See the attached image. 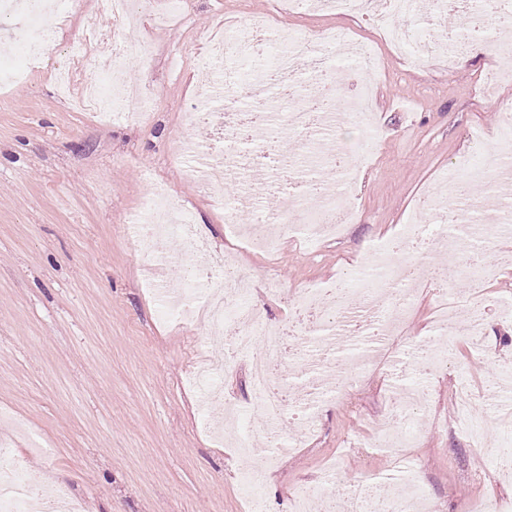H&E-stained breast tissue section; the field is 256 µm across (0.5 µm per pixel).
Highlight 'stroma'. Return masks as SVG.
Listing matches in <instances>:
<instances>
[{"instance_id": "1", "label": "stroma", "mask_w": 512, "mask_h": 512, "mask_svg": "<svg viewBox=\"0 0 512 512\" xmlns=\"http://www.w3.org/2000/svg\"><path fill=\"white\" fill-rule=\"evenodd\" d=\"M270 0H188L180 24L121 33L129 79L147 73L154 99L149 123H99L77 110L82 87L60 96L55 71L63 49L98 25L96 0H79L52 53L0 103V437L48 489L68 488L84 512H242L237 473L245 461L211 433L188 384L195 361L220 338L200 323L165 320L150 284L182 281L202 258L160 265L122 226L151 181L175 190L211 251L236 240L224 209L184 179L179 142L210 141L208 126L186 127L199 94L196 60L224 17L267 12ZM376 75L375 116L384 136L363 169L358 209L343 235L317 247L283 237L275 255L246 248L241 265L257 280L288 289L337 280L365 264L370 241L401 225H424L426 253L418 301L404 333L431 334L436 268L460 263L437 249L426 203L449 160L471 154V132L497 142L500 101L512 82L486 84L490 53L449 69L436 57L411 66L384 43ZM467 326L458 324L456 360L430 376L429 412L415 416L416 447L404 456L373 447L391 407L383 375L354 379L342 402L321 406L314 435L284 455L264 478L266 512H291L300 484L337 485L401 479L413 471L432 512H466L480 501L496 512L512 501L507 458L470 447L455 424V391L467 383L473 409L486 408L495 363L475 362Z\"/></svg>"}]
</instances>
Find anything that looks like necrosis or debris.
Here are the masks:
<instances>
[{
    "label": "necrosis or debris",
    "mask_w": 512,
    "mask_h": 512,
    "mask_svg": "<svg viewBox=\"0 0 512 512\" xmlns=\"http://www.w3.org/2000/svg\"><path fill=\"white\" fill-rule=\"evenodd\" d=\"M74 0H0V16H19L34 30L31 38L13 40L0 48V86L7 87L26 73L38 68L46 45L54 42L61 22L73 7ZM187 0H97V10L104 22L97 30L82 33L69 42L66 60L56 70L61 83L72 78L85 81L88 101L103 119L123 115H140L148 111L149 99L144 88L125 84L127 63L119 43L117 26L144 21L159 22L183 17ZM330 12L370 21L385 32L398 46L409 47V59L417 65L427 62L429 43L417 38L409 19L421 11L420 0H329ZM350 46L353 72L377 66L373 47L353 37L350 28L339 27L310 39L266 18L250 16L234 21L224 30L222 40L211 42L204 61L196 70L203 95L185 114L189 125L205 124L215 137L224 141L219 153L201 154L197 145L182 143L178 153L182 171L193 184L223 200L228 182L242 175L263 176L276 187V197L257 196L243 190L238 201L225 203L224 222L236 226L241 206L255 214L247 237L249 243L261 244L276 251L283 236L291 235L311 242L322 228L349 223L351 201L345 183L356 179L358 166L340 158L336 168L342 183L334 190L308 177L307 160H288L271 134L279 130L283 105L298 100L287 124L306 143L330 137L336 125V86L326 75L330 62L342 46ZM307 60V70H300V60ZM316 82L321 92L304 97L308 82ZM499 146L490 150L477 146L469 162H454L444 175L454 188L478 175L491 177L493 183L512 178V104L502 106ZM454 212L452 224L445 226L442 243L457 250H475L484 244L467 216L474 204L471 199H450ZM135 234L145 249L161 262L169 254L161 249L170 238L184 243L187 252L202 255V274L186 276L178 291L186 303L182 315H189L188 301L199 300V309L211 334L223 337L219 356L210 364L211 376L196 381L202 400L222 398L212 376L223 373L232 354L249 356V384L253 391L250 411L262 416L267 426L262 442H254L238 428L237 419L224 427L229 447L250 461L240 476V486L248 512H260L263 500L262 466H269L287 452L283 430L294 426L292 438L300 441L315 427L319 405L344 394L350 374L365 376L394 370L413 360H421L426 374L446 370L452 356L448 344L455 327L453 304L447 291L435 300L433 319L435 347L424 351L422 344L398 335L397 329L413 312L415 297L397 299L395 289L415 288L418 269L410 261L393 263V253H404L421 236L416 224L403 225L399 245L375 244L370 248L368 264L349 281L342 294L325 292L308 286L283 293L272 286L274 296H285L290 310L288 323L265 317L253 301L254 280L242 273L232 252L209 253L206 242L197 237L189 222L188 209L163 184H155L144 198L140 210L124 226ZM467 277L475 290L464 305L470 328L473 357L484 359L488 351L482 342L487 314L495 306L482 284L487 277L484 266L470 267ZM351 349V368L335 371L331 355L341 347ZM297 359L312 375L303 400L293 398L281 372L288 359ZM424 386L407 391L397 390L390 411L387 431L376 439L380 447H409L411 438L401 433L409 415L426 407ZM261 468H254V461ZM345 512H399L411 498H424L425 492L416 479H409L401 493L380 492L377 482L350 484L344 488ZM0 512H79L78 503L68 493H44L39 478L20 465L0 464Z\"/></svg>",
    "instance_id": "obj_1"
}]
</instances>
